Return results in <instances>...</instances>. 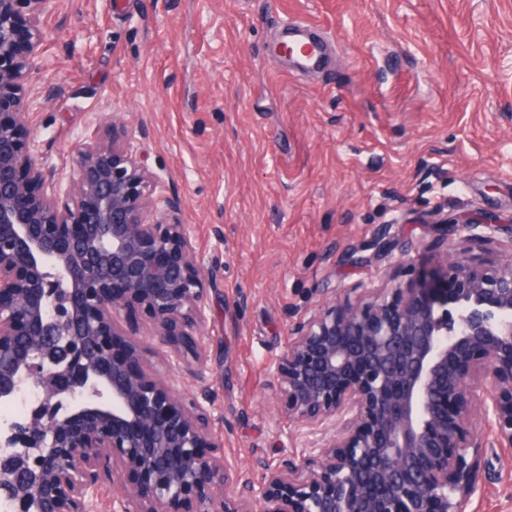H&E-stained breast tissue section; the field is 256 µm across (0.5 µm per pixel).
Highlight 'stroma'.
Instances as JSON below:
<instances>
[{
  "instance_id": "stroma-1",
  "label": "stroma",
  "mask_w": 512,
  "mask_h": 512,
  "mask_svg": "<svg viewBox=\"0 0 512 512\" xmlns=\"http://www.w3.org/2000/svg\"><path fill=\"white\" fill-rule=\"evenodd\" d=\"M298 20L327 35L319 70L276 47ZM41 28L33 151L67 182L74 145L118 120L161 177L208 274L205 372L142 308L119 326L184 402L209 391L243 469L302 450L271 376L297 322L439 268L444 221L495 216L454 242L506 259L512 0H58ZM385 229L400 248L377 260ZM487 458L464 512H512V447Z\"/></svg>"
}]
</instances>
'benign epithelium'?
Returning <instances> with one entry per match:
<instances>
[{
    "label": "benign epithelium",
    "mask_w": 512,
    "mask_h": 512,
    "mask_svg": "<svg viewBox=\"0 0 512 512\" xmlns=\"http://www.w3.org/2000/svg\"><path fill=\"white\" fill-rule=\"evenodd\" d=\"M56 5L0 0V403L38 390L36 427L0 428L4 512H94L120 463L136 472L122 512H462L482 449L512 447V240L497 265L449 242L416 285L297 323L274 375L306 451L255 478L219 455L211 409L139 370L138 345L116 329L137 304L160 346L207 363L192 340L206 281L175 201L152 199L160 177L114 121L111 144L75 146L64 187L22 131ZM396 246L383 232L374 257Z\"/></svg>",
    "instance_id": "benign-epithelium-1"
}]
</instances>
